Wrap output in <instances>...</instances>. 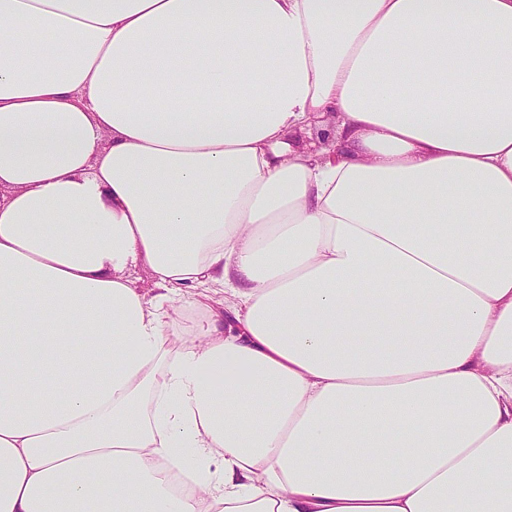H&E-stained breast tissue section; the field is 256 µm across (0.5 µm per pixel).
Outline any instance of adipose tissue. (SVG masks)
<instances>
[{
    "mask_svg": "<svg viewBox=\"0 0 512 512\" xmlns=\"http://www.w3.org/2000/svg\"><path fill=\"white\" fill-rule=\"evenodd\" d=\"M0 512H512V0H0Z\"/></svg>",
    "mask_w": 512,
    "mask_h": 512,
    "instance_id": "ef3b65f1",
    "label": "adipose tissue"
}]
</instances>
